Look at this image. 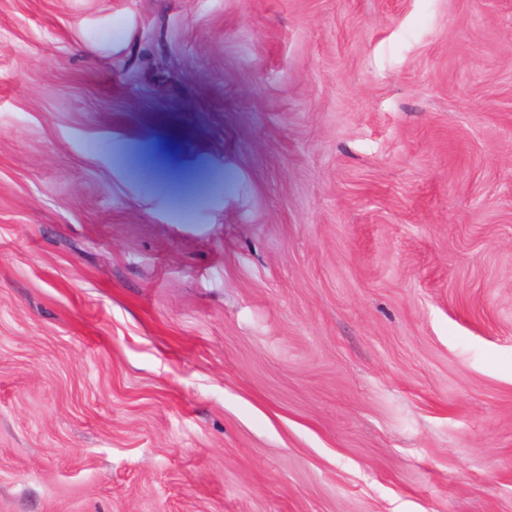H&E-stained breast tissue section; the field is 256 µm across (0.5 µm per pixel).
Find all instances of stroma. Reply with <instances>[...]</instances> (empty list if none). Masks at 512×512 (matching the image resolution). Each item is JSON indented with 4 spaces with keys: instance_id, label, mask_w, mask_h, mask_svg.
Instances as JSON below:
<instances>
[{
    "instance_id": "35a3bbf8",
    "label": "stroma",
    "mask_w": 512,
    "mask_h": 512,
    "mask_svg": "<svg viewBox=\"0 0 512 512\" xmlns=\"http://www.w3.org/2000/svg\"><path fill=\"white\" fill-rule=\"evenodd\" d=\"M0 512H512V0H0Z\"/></svg>"
}]
</instances>
